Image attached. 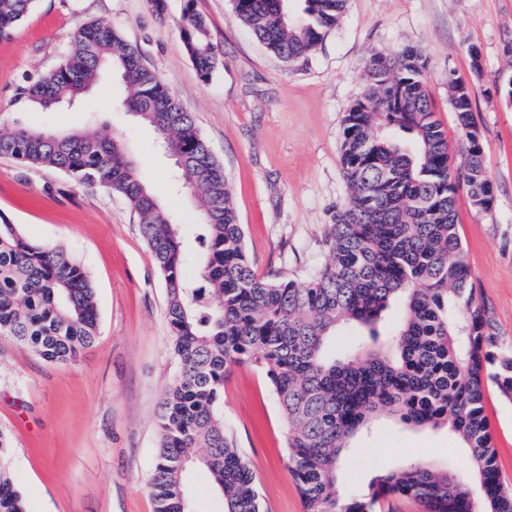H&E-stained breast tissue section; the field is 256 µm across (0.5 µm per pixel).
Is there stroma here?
<instances>
[{
  "instance_id": "stroma-1",
  "label": "stroma",
  "mask_w": 512,
  "mask_h": 512,
  "mask_svg": "<svg viewBox=\"0 0 512 512\" xmlns=\"http://www.w3.org/2000/svg\"><path fill=\"white\" fill-rule=\"evenodd\" d=\"M35 0L0 39V113L47 131L88 128L123 139L159 201L179 224L182 249L201 250L200 215L173 191L172 159L156 133L121 108L123 85L104 75L75 109L38 110L20 86L57 66L77 29L107 20L136 45L214 156L243 226L247 256L264 278L305 281L324 253L332 206L348 189L341 171L342 122L364 91L372 55L414 46L431 60L428 92L457 146L449 77L464 80L494 185L490 210L456 198L464 258L497 346L512 349V0H347L335 29L307 58L288 62L265 48L231 0ZM205 20L221 61L202 78L179 33L185 6ZM478 56H471V49ZM0 215L29 240L59 245L86 270L97 295L99 333L75 361L50 364L0 336V433L28 512H154L148 486L159 448L158 403L177 370L167 292L135 214L119 195L73 183L57 170L0 160ZM501 482L512 486V406L485 389ZM224 429L250 462L268 512H303L286 460L287 429L265 374L232 367L224 378ZM430 461L470 478L469 452L444 429L376 420L342 461L339 484L365 491L402 462ZM192 512H224L208 472L188 470Z\"/></svg>"
}]
</instances>
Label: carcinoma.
I'll use <instances>...</instances> for the list:
<instances>
[{
	"label": "carcinoma",
	"mask_w": 512,
	"mask_h": 512,
	"mask_svg": "<svg viewBox=\"0 0 512 512\" xmlns=\"http://www.w3.org/2000/svg\"><path fill=\"white\" fill-rule=\"evenodd\" d=\"M232 0L238 18L278 57L308 56L335 28L346 0ZM34 0H0V38L32 11ZM202 77L219 63L204 20L187 5L179 25ZM118 73L123 109L151 127L182 160L175 181L190 190L204 223L199 272L188 277L178 227L143 181L126 143L95 131L46 132L13 122L0 131V158L52 168L80 186L121 195L167 288L171 347L178 371L158 405L161 444L149 481L155 512H191L184 474L200 467L224 499V512H263L255 475L224 431V376L251 364L267 377L287 430L288 467L304 512H383L392 496L422 512H512L500 481L485 413L486 385L512 403V352L498 351L456 223V196L489 210L494 186L484 163L471 93L448 74L462 134L452 153L427 90L429 57L408 47L373 56L365 89L343 119L342 176L347 199L324 227L323 261L304 284L259 277L224 168L190 113L121 32L103 20L76 33L65 59L22 93L44 109L74 102L102 69ZM400 320L379 332L390 304ZM344 327L367 338L341 357L329 351ZM98 335L95 289L60 246L30 243L0 216V336L42 359L66 363ZM381 416L410 427L446 428L469 450L474 480L429 462L399 464L367 489L342 493L337 472L352 440ZM0 433V512H27L7 465ZM204 452L199 454L197 449Z\"/></svg>",
	"instance_id": "cac0c4a2"
}]
</instances>
